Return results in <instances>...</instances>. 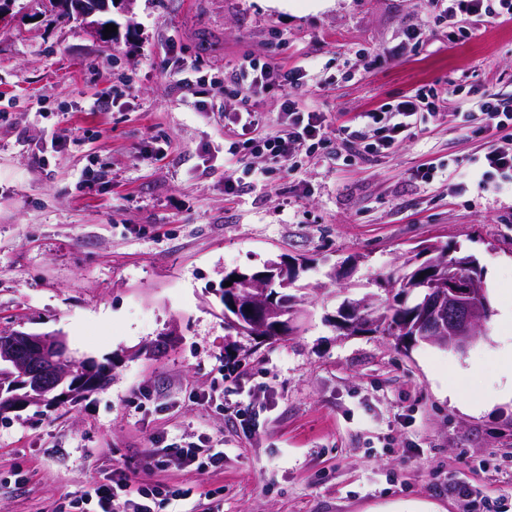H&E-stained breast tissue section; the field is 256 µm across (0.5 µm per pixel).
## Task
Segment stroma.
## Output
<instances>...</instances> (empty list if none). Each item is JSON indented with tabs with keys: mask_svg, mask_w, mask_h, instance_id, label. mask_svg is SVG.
I'll list each match as a JSON object with an SVG mask.
<instances>
[{
	"mask_svg": "<svg viewBox=\"0 0 512 512\" xmlns=\"http://www.w3.org/2000/svg\"><path fill=\"white\" fill-rule=\"evenodd\" d=\"M435 13L433 0H125L106 43L47 0H15L0 21V330L62 334L112 378L0 417V512H64L118 468L136 487L189 489L190 512H468L455 482L512 503V401L474 411L448 395L506 386L497 319L463 352L400 351L333 322L345 300L388 299L384 279L420 244L472 253L490 302L512 292V178L489 189L478 171L489 148H512V126L478 133L474 108L488 89L512 101V22L428 26ZM412 27L421 41L387 57ZM170 40L201 98L168 69ZM247 57L313 64L294 95L327 127L298 170L224 151ZM422 86L442 102L415 137L337 156L341 126L374 140L359 114ZM280 258L307 265L298 331L226 335L225 272ZM161 439L206 440L224 465H154Z\"/></svg>",
	"mask_w": 512,
	"mask_h": 512,
	"instance_id": "1",
	"label": "stroma"
}]
</instances>
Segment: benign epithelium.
I'll use <instances>...</instances> for the list:
<instances>
[{"label": "benign epithelium", "instance_id": "7a95c632", "mask_svg": "<svg viewBox=\"0 0 512 512\" xmlns=\"http://www.w3.org/2000/svg\"><path fill=\"white\" fill-rule=\"evenodd\" d=\"M111 0H62L59 6L89 18L110 10ZM289 267L296 266L288 262ZM286 266V267H288ZM286 267L269 262L265 271L238 277L227 287L224 302L255 337L276 334L285 337L295 330V299L286 294H269L266 283L282 275ZM415 325L420 340L441 347L466 350L485 328L491 316L484 282L479 276L456 265L438 267L435 279L426 285L418 304ZM370 298L341 306L336 326L349 334L365 333L375 327ZM112 379V362L71 355L59 333H31L13 330L0 333V415L30 405L57 404L105 387Z\"/></svg>", "mask_w": 512, "mask_h": 512}]
</instances>
